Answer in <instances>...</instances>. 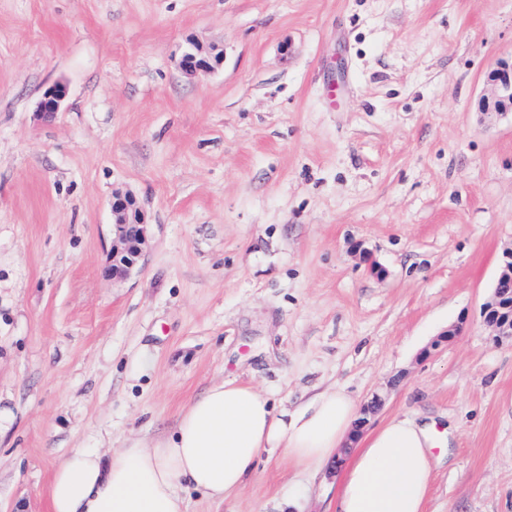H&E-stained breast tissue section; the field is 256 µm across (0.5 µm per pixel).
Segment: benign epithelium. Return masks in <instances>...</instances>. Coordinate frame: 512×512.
<instances>
[{"label":"benign epithelium","instance_id":"1","mask_svg":"<svg viewBox=\"0 0 512 512\" xmlns=\"http://www.w3.org/2000/svg\"><path fill=\"white\" fill-rule=\"evenodd\" d=\"M222 58L202 54L199 48L190 43L182 49L178 66L182 72L192 75L198 71H207L220 64ZM489 94L482 100L485 112H512V61L502 62L488 76ZM67 97V88L55 84L42 95L39 103L40 111L54 113L60 109ZM112 251L111 265L107 274L123 278L128 276L139 264L143 245L147 237L145 214L137 205L135 198L129 193L115 192L112 194ZM512 285V247L503 251L498 275L492 287L488 301L483 305L482 319L490 329L495 340H512V292L506 285ZM462 324L448 327L438 335L430 346L424 350L428 355L458 336Z\"/></svg>","mask_w":512,"mask_h":512}]
</instances>
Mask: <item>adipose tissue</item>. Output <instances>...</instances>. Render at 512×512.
<instances>
[{
	"label": "adipose tissue",
	"instance_id": "obj_1",
	"mask_svg": "<svg viewBox=\"0 0 512 512\" xmlns=\"http://www.w3.org/2000/svg\"><path fill=\"white\" fill-rule=\"evenodd\" d=\"M360 417L357 400L336 386L291 409L253 385L215 383L179 414L170 435L130 441L108 456L75 449L53 470L50 512H185L184 489L224 500L262 454L319 471L344 447L336 512H426L442 462L432 453L436 419L395 417L362 432Z\"/></svg>",
	"mask_w": 512,
	"mask_h": 512
}]
</instances>
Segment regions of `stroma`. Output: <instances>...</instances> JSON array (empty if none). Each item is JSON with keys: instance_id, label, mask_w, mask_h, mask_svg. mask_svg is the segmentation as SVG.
Segmentation results:
<instances>
[{"instance_id": "35a3bbf8", "label": "stroma", "mask_w": 512, "mask_h": 512, "mask_svg": "<svg viewBox=\"0 0 512 512\" xmlns=\"http://www.w3.org/2000/svg\"><path fill=\"white\" fill-rule=\"evenodd\" d=\"M191 42L221 65L183 73ZM510 59L512 0H0V512H49L72 449L161 437L222 380L445 415L428 512H512V342L481 318L512 246V112L481 100ZM116 191L149 228L113 280ZM335 502L334 467L264 456L185 512Z\"/></svg>"}]
</instances>
